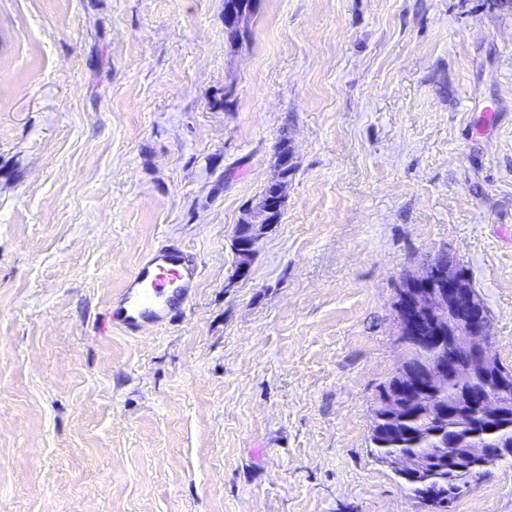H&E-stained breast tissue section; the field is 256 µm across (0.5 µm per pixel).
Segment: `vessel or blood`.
Instances as JSON below:
<instances>
[{"label":"vessel or blood","mask_w":512,"mask_h":512,"mask_svg":"<svg viewBox=\"0 0 512 512\" xmlns=\"http://www.w3.org/2000/svg\"><path fill=\"white\" fill-rule=\"evenodd\" d=\"M197 276L193 254L177 246L158 247L139 262L111 300L107 315L114 326L132 336L173 323Z\"/></svg>","instance_id":"vessel-or-blood-1"}]
</instances>
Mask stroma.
<instances>
[{"label": "stroma", "instance_id": "stroma-1", "mask_svg": "<svg viewBox=\"0 0 512 512\" xmlns=\"http://www.w3.org/2000/svg\"><path fill=\"white\" fill-rule=\"evenodd\" d=\"M164 242L192 298L124 335ZM441 251L512 368V0H259L238 45L224 0H0V512H433L369 436ZM450 512H512V458ZM247 225L250 229L251 236L247 242L240 243L237 241L238 231L240 227ZM272 224H239L237 234L234 240V252L236 256V269L238 275H245L250 268L252 258L255 254V248L258 242L267 233L268 228ZM198 276L197 258L178 246L150 251L111 300L107 315L128 335L164 326L181 316Z\"/></svg>", "mask_w": 512, "mask_h": 512}]
</instances>
